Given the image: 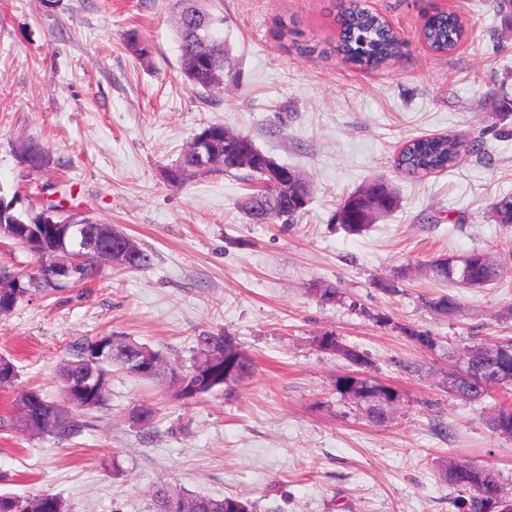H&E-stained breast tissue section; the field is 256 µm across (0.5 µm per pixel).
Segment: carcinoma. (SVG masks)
<instances>
[{
	"label": "carcinoma",
	"instance_id": "1",
	"mask_svg": "<svg viewBox=\"0 0 512 512\" xmlns=\"http://www.w3.org/2000/svg\"><path fill=\"white\" fill-rule=\"evenodd\" d=\"M172 8L177 17V37L179 42V66L181 74L194 87L205 91L223 89L224 82L235 80L236 73L224 74L222 50L210 45L211 38L200 26L195 14H204L214 27L224 29V15L213 7L212 0H172ZM339 37L336 53L346 62L363 70H376L402 55L403 42L385 20L363 6L361 0H350L338 18ZM421 36L429 47L441 54L452 52L465 38L466 28L460 17L454 13L436 12L427 16L423 22ZM512 114L508 112H488L485 115L487 128L497 129L505 136H511L512 130L505 121ZM253 146L255 163L245 168H224L226 174H241L247 182L262 183L265 180V161L268 154ZM464 143L450 135L416 137L407 141L395 160L397 170L408 178H422L446 171L458 164ZM22 156L33 168H46L51 158L44 147L36 140L22 142ZM195 157L184 154L180 161L163 170L164 180L172 186H181L193 178ZM371 193L380 197L385 215L399 208L397 193L382 180H374L365 187L344 196L339 206L344 208V221L340 228L351 235L360 234L376 218L363 208L362 196ZM488 218L496 224H512V195L505 194L496 198L490 205ZM55 223L42 225V216L34 219L19 213L13 208V201L0 200V225L14 224L17 235L27 232L35 234L41 240L27 249L36 261L32 272L14 273L0 270L1 281H20V287L11 288L0 296V308L11 311L26 293L35 289L43 294H55L68 287L65 281H57L48 276L53 261L59 256V250L70 241L68 225L82 222L76 216H52ZM466 268L467 285L484 287L500 280L507 273V264L494 259L489 254L473 250L468 253ZM433 279L460 285L462 280L449 264L438 265L436 260L428 264ZM101 265L88 260L79 266L73 282L81 283L96 277ZM309 292L322 304H336L344 301L341 288L335 283L317 282L311 285ZM423 305L433 314L451 317L459 309V299L454 294L436 293L422 297ZM402 333L413 344L432 350L439 342L438 337L428 331L411 327L402 328ZM118 348L112 354V362L97 366L100 372L101 387L86 395L81 405L75 406L61 399L52 400L40 391L28 389L22 391L14 400L17 410L25 409L37 420L52 425L48 435L59 443L69 442L88 428L82 415L100 410L107 405L112 368L116 367L129 377L139 381H156V376L139 375L130 371V366L139 359H154L160 353L147 344L138 343L125 336L104 333L95 337L77 339L69 345L68 356L61 360L57 368V380L78 374L89 367L88 352L96 347L106 348L111 343ZM318 348L324 352L340 353L355 367L368 364L367 356L352 348L343 346L338 337L326 333L317 339ZM479 349L503 350L507 359L501 361L489 357L474 367L472 375L455 383L451 393L471 403H483L492 399L497 403L494 416L488 420L493 432L512 437V338L499 341L474 344ZM170 382L173 384L174 398L185 404H191L202 397L227 386L236 384L254 370L252 359L244 352L238 339L224 331H204L195 337V350L188 367L171 366ZM338 388L353 400L364 406L367 417L376 424H384L387 419L372 408L376 400L393 404L396 393L385 386L372 383L354 375H346L338 380ZM155 410L142 405L134 412V421L142 432L154 428ZM438 472L444 483L457 491L456 512H501L511 507L512 488L506 487L486 465L468 462L448 461L438 465ZM246 504L249 512L255 506L247 499L238 497H214L206 494H186L176 491L167 484L156 486L152 495L153 512H234L238 503ZM0 512H71L70 505L60 496L52 493H40L20 497L13 493L0 492Z\"/></svg>",
	"mask_w": 512,
	"mask_h": 512
}]
</instances>
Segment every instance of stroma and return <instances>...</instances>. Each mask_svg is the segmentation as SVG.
<instances>
[{
  "label": "stroma",
  "instance_id": "1",
  "mask_svg": "<svg viewBox=\"0 0 512 512\" xmlns=\"http://www.w3.org/2000/svg\"><path fill=\"white\" fill-rule=\"evenodd\" d=\"M348 2L223 0L240 79L212 95L180 72L169 0H0V197L32 214L44 199L61 202L64 213L117 225L154 253L145 269L106 265L96 280L50 298L31 293L0 314V355L17 370L0 384V416L15 415V397L29 388L57 398L56 367L78 338L128 336L186 367L196 336L225 330L256 366L232 390L188 405L165 383L113 371L106 408L88 414L73 442L0 427V492L47 491L73 512H151L163 482L245 498L257 512H454L439 462L486 464L512 485V438L492 432L490 409L448 391L466 349L512 337V273L457 289L450 318L420 302L441 289L426 272L433 258L512 252V226L487 217L512 193V137L484 121L494 102L512 99V31L494 0H363L405 47L382 69L358 70L335 52L334 17ZM435 11L466 23L452 53L421 39ZM278 18L316 52L274 39ZM132 30L149 57L127 45ZM215 122L311 182L294 223H248L237 175L163 181ZM439 134L482 141L485 153L421 179L397 172L406 140ZM26 138L48 149V170L21 162ZM377 178L400 208L360 235L332 224L342 197ZM392 280L399 293L381 290ZM315 281L336 283L370 317L319 303L307 292ZM406 326L438 336V347L412 344ZM327 332L365 352L367 365L357 371L321 351L316 338ZM355 372L397 393L386 424L338 389ZM143 404L157 410L149 435L132 418Z\"/></svg>",
  "mask_w": 512,
  "mask_h": 512
}]
</instances>
